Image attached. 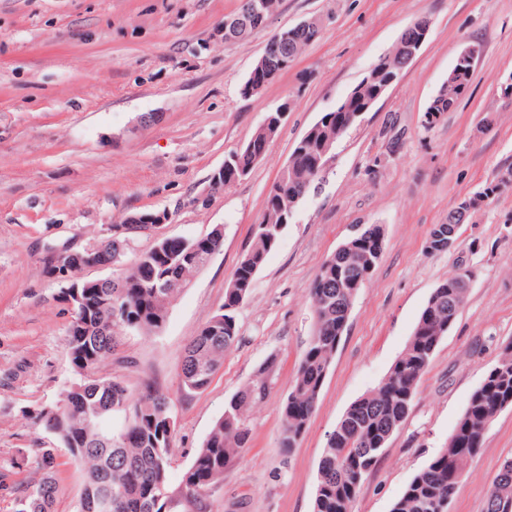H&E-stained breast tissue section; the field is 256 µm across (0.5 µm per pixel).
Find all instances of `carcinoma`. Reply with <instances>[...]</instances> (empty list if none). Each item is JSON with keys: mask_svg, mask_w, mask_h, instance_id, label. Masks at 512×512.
<instances>
[{"mask_svg": "<svg viewBox=\"0 0 512 512\" xmlns=\"http://www.w3.org/2000/svg\"><path fill=\"white\" fill-rule=\"evenodd\" d=\"M264 15L230 34L224 42L247 40L268 26L278 0H262ZM424 19L410 24L398 42L380 56L368 74L353 88L359 97H375L393 75L410 63L407 45L420 36ZM321 15L275 32L267 41L261 82L247 79L244 97L260 94L288 71L302 52L321 37ZM342 100L322 114L296 142L284 176L273 182L265 200L262 234L255 233L242 254L224 292L219 311L188 343L182 361L181 384L188 392L205 390L222 366L224 355L239 342L236 313L249 296L256 274L277 245L282 216L321 179L316 163L344 134ZM280 126L260 127L240 149L230 153L224 174L215 178L222 189L246 177L266 157L270 141ZM148 217L135 231L168 218L165 211H135L124 220ZM384 236L379 224H364L321 264L309 289L313 328L298 364L294 384L282 408L280 447L291 449L308 429L336 350L347 327L353 300L371 276L379 257L371 256L375 238ZM194 240L185 239L182 253L171 257L159 240L112 282L79 278V288L60 290L58 300L73 302L67 330L66 350L81 381L69 387L58 405L36 409L28 416L42 424L55 446L38 449L43 476L26 486L16 498L15 512H52L59 492L54 469L56 452L67 450L84 474L82 512H97L98 500L112 497V512H212V498L224 485V472L242 457L251 439L250 416L269 395L278 371V358L269 355L253 377L226 403L194 461L180 482L172 485L168 469L173 452L176 416L172 400L155 381L147 379L132 394L116 378L96 376L112 359L120 333L135 330L144 336L156 334L166 320L175 298L162 279L190 278L205 265L192 254ZM83 267L117 263L109 239L92 249L77 252ZM467 298L460 267L437 286L421 313L412 337L384 381L372 392L354 401L336 427L328 432L318 464L312 512H353L366 477L383 456L391 436L406 422L417 395L421 377L429 368L439 343L448 335ZM512 407V339L504 341L496 362L472 391L446 448L409 481L391 512H448L451 499L466 474L484 435L499 412ZM486 512H512V459L504 461L485 491Z\"/></svg>", "mask_w": 512, "mask_h": 512, "instance_id": "obj_1", "label": "carcinoma"}]
</instances>
